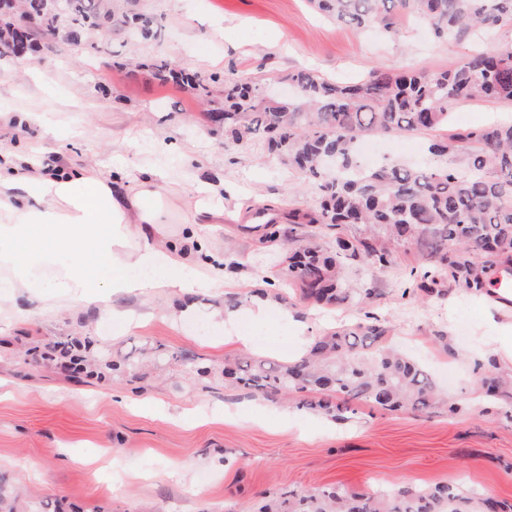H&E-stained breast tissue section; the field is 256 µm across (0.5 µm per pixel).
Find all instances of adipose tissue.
<instances>
[{
  "instance_id": "ef3b65f1",
  "label": "adipose tissue",
  "mask_w": 512,
  "mask_h": 512,
  "mask_svg": "<svg viewBox=\"0 0 512 512\" xmlns=\"http://www.w3.org/2000/svg\"><path fill=\"white\" fill-rule=\"evenodd\" d=\"M160 180L151 169L135 178L91 165L50 172L0 150V298L36 288L48 309L81 301L105 312L119 295L222 288L223 268L185 274L202 252V225L222 212L196 203L181 235L164 238Z\"/></svg>"
}]
</instances>
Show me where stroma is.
I'll use <instances>...</instances> for the list:
<instances>
[{"label": "stroma", "instance_id": "obj_1", "mask_svg": "<svg viewBox=\"0 0 512 512\" xmlns=\"http://www.w3.org/2000/svg\"><path fill=\"white\" fill-rule=\"evenodd\" d=\"M152 12L162 33L132 40L112 32L100 49L64 45L42 60L0 58V111L47 113L58 130L0 129V148L25 152L52 168L98 163L129 173L160 171L175 223L200 190L224 204V228L208 249L236 267L223 293H149L116 298L145 314L128 328L76 303L45 310L37 294L0 300V477L27 501H52L69 512H241L262 495L341 485L364 493L399 486L460 483L512 504V422L476 402L477 362L490 358L501 327L512 324V293L475 297L449 287L442 298L404 295L419 255L394 246L391 265L351 264L350 280L372 288L371 309L390 339L421 362L457 413L383 411L359 405L335 420L224 383L228 356L283 362L299 357L322 333L354 322L352 308L277 304L265 322L242 318L250 346L225 343L213 315L226 298L246 299L274 282L284 251L251 228L258 208L313 203L315 185L271 155L262 137L229 146L207 97L154 78L130 56L163 59L222 80H249L273 98L291 97V72L306 69L350 82L370 70L452 68L467 49L440 38L411 16L399 35L336 22L308 0H133ZM220 84L214 92H222ZM433 132L378 135L384 156L425 164ZM445 333L447 343L436 340ZM73 336L97 341L122 370L99 380H71L41 359L44 344ZM161 350L160 367L142 351ZM208 367L186 377L180 356Z\"/></svg>", "mask_w": 512, "mask_h": 512}]
</instances>
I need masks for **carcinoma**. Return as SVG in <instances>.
<instances>
[{"label": "carcinoma", "instance_id": "1", "mask_svg": "<svg viewBox=\"0 0 512 512\" xmlns=\"http://www.w3.org/2000/svg\"><path fill=\"white\" fill-rule=\"evenodd\" d=\"M36 20L29 55L59 44L79 45L91 34L106 37L126 30L133 37L157 39L155 15L133 12L126 0H21ZM343 23L364 28L380 25L393 33L392 12L412 14L440 37L464 41L512 25V0H310ZM155 76L210 94L206 79L176 69L163 59ZM294 99L265 97L249 81L224 82V106L213 119L224 122V139L240 146L261 135L268 149L299 170L318 190L314 204L288 206V223L318 224L336 232V246L318 244L292 249L278 270L296 291L298 302L314 307H360L370 288H354L345 279L353 260L368 267L386 266L388 242L415 248L424 260L410 269L407 290L415 295H445L454 283L472 294L488 292L512 279V121L475 129H448L450 110L462 101L493 100L512 105V45L470 50L452 69L437 73L384 72L353 81L331 82L308 70L288 75ZM444 130L428 147L435 163L411 166L383 161L365 169L358 145L379 134ZM350 224L365 226L354 238ZM77 351L75 378H102L101 367L121 369L94 341L60 340L46 351ZM224 380L266 397L300 401L310 410L342 414L363 402L382 410L448 411L436 385L418 363L388 342V329L367 312L358 322L318 337L301 357L285 363L235 359L224 363ZM476 386L482 397L505 409L512 419V377L488 370ZM49 504L22 503L0 482V512H47ZM258 512H512L487 495L443 482L428 488L390 493H359L344 487L290 491L266 499Z\"/></svg>", "mask_w": 512, "mask_h": 512}]
</instances>
